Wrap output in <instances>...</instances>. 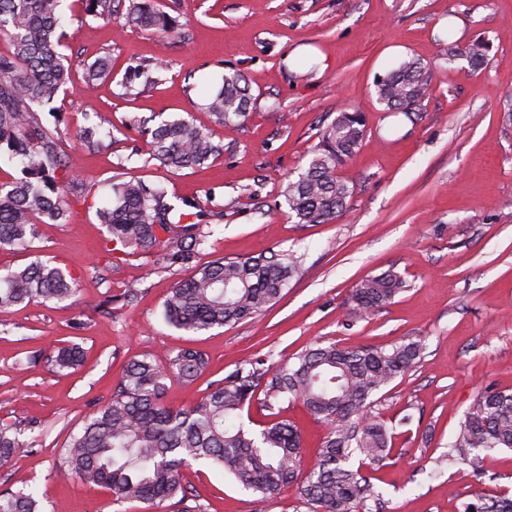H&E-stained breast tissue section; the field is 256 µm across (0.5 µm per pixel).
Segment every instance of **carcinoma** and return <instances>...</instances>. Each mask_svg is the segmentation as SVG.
Returning <instances> with one entry per match:
<instances>
[{
    "instance_id": "cac0c4a2",
    "label": "carcinoma",
    "mask_w": 512,
    "mask_h": 512,
    "mask_svg": "<svg viewBox=\"0 0 512 512\" xmlns=\"http://www.w3.org/2000/svg\"><path fill=\"white\" fill-rule=\"evenodd\" d=\"M62 0H0V32L7 31L13 50L0 55V161H18L22 177L0 183V249L29 250L38 225L66 219L70 201L63 183L74 182L76 162L65 149L54 115L48 126L36 107L52 102L70 82V64L60 48L66 33ZM88 16L114 17L115 0H78ZM125 23L163 36L177 31L176 20L157 10L153 0H128ZM463 56L475 69L487 63L488 45L476 39L465 49L450 45L446 60ZM112 72L101 56L86 69L87 81ZM431 73L416 59L403 61L376 83L380 103L392 112L418 104L430 88ZM251 95L237 73L222 77V86L205 104L222 124L249 115ZM102 125L83 129L80 141L89 152L103 146ZM149 156L173 171L200 168L223 153L212 135L186 119L163 120L150 130ZM363 113L341 111L320 131V142L307 168L287 182L283 196L300 224H326L348 207L353 188L336 172L365 144ZM112 201L96 208L107 228L106 243L143 256L162 255L166 266L195 260L198 247L214 233L191 218L205 216L197 205L184 202L180 213L170 203L161 182L140 178L109 184ZM297 272L291 254L260 257H220L196 267L192 277L172 288L163 304L165 321L201 333L254 319L274 304ZM401 274L389 269L353 289L354 314H368L391 303L405 290ZM81 288L59 268L40 260L0 271V309L42 300H78ZM425 344L410 339L390 348H345L336 343L312 346L292 363L263 369L250 361L224 380L211 383L199 401L174 410L165 401L167 381L193 383L205 372L206 356L182 349L160 366L147 354L131 360L110 400L69 434L60 452V470L100 487L117 504L141 502L151 512H205L191 506L181 470L205 462L224 471L255 494L254 506L289 487L310 512H365L375 497L370 473L392 450L394 428L372 415L371 397L422 358ZM82 359L76 344L60 345L48 355L56 368L72 369ZM270 379H265V376ZM269 397H291L326 424L328 432L304 481H297L303 463L301 433L296 424L279 418L269 402L270 420L254 433L239 422L258 390ZM17 425L0 421V465L18 449L33 447L36 437L19 439ZM512 449V392L488 386L464 413L444 454L448 465H467L483 477L482 452ZM0 512H42L35 494L24 489L0 493ZM462 512H512V498H479L463 504Z\"/></svg>"
}]
</instances>
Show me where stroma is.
Wrapping results in <instances>:
<instances>
[{
  "mask_svg": "<svg viewBox=\"0 0 512 512\" xmlns=\"http://www.w3.org/2000/svg\"><path fill=\"white\" fill-rule=\"evenodd\" d=\"M177 17L161 37L65 11L64 54L71 80L53 103L63 113L67 148L79 154L77 181L104 195L117 175L163 182L175 206L220 207L219 230L198 262L219 257L300 255L282 297L261 316L192 333L167 324L163 303L192 266L166 268L153 258L107 250L94 207L72 203L66 219L44 224L32 250H0V268L41 260L80 281L78 306L33 301L0 310V420L34 427L38 444L0 466V492L31 488L42 512H147L111 495L56 477L70 432L106 404L126 365L144 354L159 363L183 348L201 350L208 367L197 381L167 383L174 407L195 403L242 360L266 367L293 360L314 343L387 346L423 340L418 364L373 396V412L397 427L393 451L374 473L370 512H461L476 497L512 495V450L485 453L486 474L469 468L429 472L475 396L486 386L512 389V0H156ZM463 23L448 30V17ZM490 45L484 68L440 58L442 43ZM112 59L109 78L87 82L85 68ZM432 69L429 94L414 112H390L376 82L404 58ZM155 70V83L127 94L128 66ZM241 73L250 89L245 122L223 126L205 109L202 86ZM364 112L368 138L340 170L353 187L349 210L330 224H299L282 191L312 157L321 129L341 110ZM144 130L126 127L130 116ZM111 121L101 151L86 153L81 127ZM184 118L224 146L207 167L169 172L148 158V129ZM407 286L391 304L358 318L349 297L361 280L386 270ZM140 288L129 305L118 296ZM81 327H74V320ZM83 350L75 370L41 358L50 345ZM27 359L25 370L16 363ZM280 415L300 429L305 462L326 434L297 401ZM184 482L207 512H252L250 491L202 463Z\"/></svg>",
  "mask_w": 512,
  "mask_h": 512,
  "instance_id": "1",
  "label": "stroma"
}]
</instances>
